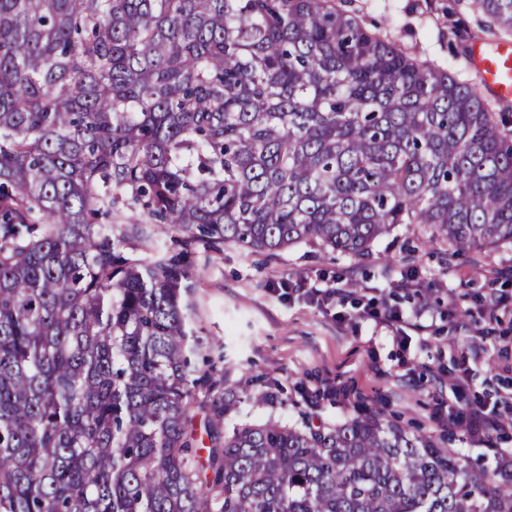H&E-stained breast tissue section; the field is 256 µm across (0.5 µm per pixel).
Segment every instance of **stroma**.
I'll list each match as a JSON object with an SVG mask.
<instances>
[{
	"instance_id": "stroma-1",
	"label": "stroma",
	"mask_w": 512,
	"mask_h": 512,
	"mask_svg": "<svg viewBox=\"0 0 512 512\" xmlns=\"http://www.w3.org/2000/svg\"><path fill=\"white\" fill-rule=\"evenodd\" d=\"M368 27L390 33L413 57L481 76L462 47L493 39L489 20L469 0H342ZM413 226L397 227L375 242L369 256L326 254L298 245L274 255L227 244L190 257L196 286L189 322L200 343L196 367L205 382L191 405L198 446L210 439L211 418L225 428L275 419L285 424L330 425L364 413L420 434L433 433L429 413L453 394L452 379L467 370L463 401L501 407L512 395V307L489 318L481 295L496 289L512 304V246L453 256L446 246L425 247ZM418 275L419 288L401 287ZM341 280L350 295L326 307L285 301L267 291L273 280H304L322 287ZM378 310L427 306L433 326L399 341L363 316ZM491 336L478 359L464 361L473 332ZM344 394H329L333 383ZM263 404H255L257 394ZM450 448L477 466L494 469L512 454V429L498 439L499 454L475 448L459 429L444 434Z\"/></svg>"
}]
</instances>
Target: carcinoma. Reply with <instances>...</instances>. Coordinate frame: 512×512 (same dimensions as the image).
<instances>
[{"label": "carcinoma", "instance_id": "carcinoma-1", "mask_svg": "<svg viewBox=\"0 0 512 512\" xmlns=\"http://www.w3.org/2000/svg\"><path fill=\"white\" fill-rule=\"evenodd\" d=\"M506 123L336 0H0V512H512L376 415L211 422L201 477L186 314L195 248L512 244Z\"/></svg>", "mask_w": 512, "mask_h": 512}]
</instances>
